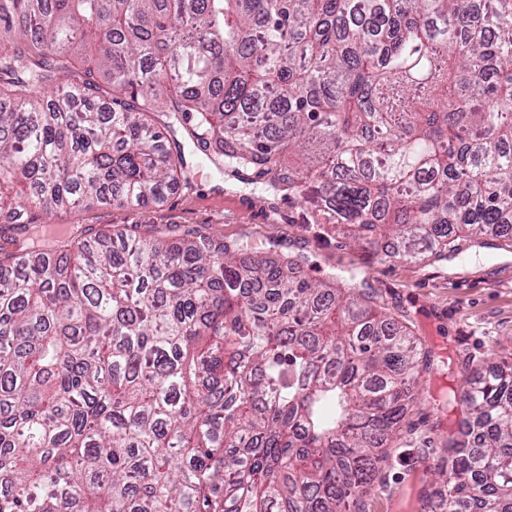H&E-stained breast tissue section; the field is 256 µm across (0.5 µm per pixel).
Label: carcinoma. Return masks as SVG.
<instances>
[{
  "instance_id": "1",
  "label": "carcinoma",
  "mask_w": 512,
  "mask_h": 512,
  "mask_svg": "<svg viewBox=\"0 0 512 512\" xmlns=\"http://www.w3.org/2000/svg\"><path fill=\"white\" fill-rule=\"evenodd\" d=\"M181 138L407 260L512 249V0H0L7 229L161 201ZM98 241L0 253V512H366L431 351L292 257ZM465 383L420 512H512V358Z\"/></svg>"
}]
</instances>
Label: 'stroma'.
<instances>
[{"label":"stroma","instance_id":"stroma-1","mask_svg":"<svg viewBox=\"0 0 512 512\" xmlns=\"http://www.w3.org/2000/svg\"><path fill=\"white\" fill-rule=\"evenodd\" d=\"M189 185L145 207L119 203L60 209L36 223L85 235L98 230L133 232L154 224L243 244L248 255L301 259L312 279L354 278L378 309L405 323L426 349L433 369L380 474L367 512H413L409 495L419 485L423 461H437L461 416L453 401L476 363L512 354V250L463 244L452 260L414 262L389 258L383 248L357 245L332 226L316 223L302 199L265 183L247 184L220 172L193 144H185Z\"/></svg>","mask_w":512,"mask_h":512}]
</instances>
